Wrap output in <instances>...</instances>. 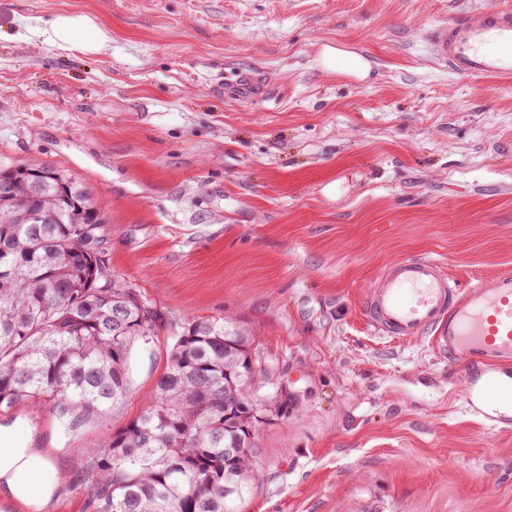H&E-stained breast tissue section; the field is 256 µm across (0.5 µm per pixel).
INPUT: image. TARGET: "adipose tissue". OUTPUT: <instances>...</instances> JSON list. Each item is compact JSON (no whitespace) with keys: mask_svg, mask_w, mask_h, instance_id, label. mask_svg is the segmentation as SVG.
<instances>
[{"mask_svg":"<svg viewBox=\"0 0 512 512\" xmlns=\"http://www.w3.org/2000/svg\"><path fill=\"white\" fill-rule=\"evenodd\" d=\"M57 47L96 54L110 35L84 13H59L44 29ZM67 480L51 460L48 449L31 447L22 425L12 418L0 419V504L22 512H46L58 499Z\"/></svg>","mask_w":512,"mask_h":512,"instance_id":"1","label":"adipose tissue"}]
</instances>
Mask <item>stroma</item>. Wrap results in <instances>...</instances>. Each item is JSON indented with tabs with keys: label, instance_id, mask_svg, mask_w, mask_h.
<instances>
[{
	"label": "stroma",
	"instance_id": "35a3bbf8",
	"mask_svg": "<svg viewBox=\"0 0 512 512\" xmlns=\"http://www.w3.org/2000/svg\"><path fill=\"white\" fill-rule=\"evenodd\" d=\"M497 0H0V165L67 170L94 194L113 270L159 315L129 391L67 429L10 410L67 476L52 512H88L85 448L139 416L174 331L245 328L259 478L239 512H512V434L464 408L427 341L362 305L381 265L426 256L474 281L512 270V86L457 76L427 28ZM85 12L98 54L32 35ZM370 57L359 74L325 47ZM244 74L266 97L234 99Z\"/></svg>",
	"mask_w": 512,
	"mask_h": 512
}]
</instances>
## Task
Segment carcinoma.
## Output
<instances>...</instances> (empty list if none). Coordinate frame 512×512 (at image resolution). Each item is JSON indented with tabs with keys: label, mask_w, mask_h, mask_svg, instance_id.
<instances>
[{
	"label": "carcinoma",
	"mask_w": 512,
	"mask_h": 512,
	"mask_svg": "<svg viewBox=\"0 0 512 512\" xmlns=\"http://www.w3.org/2000/svg\"><path fill=\"white\" fill-rule=\"evenodd\" d=\"M61 174L41 191L50 224L20 218L0 193V412L26 404L68 418L67 427L104 416L128 391V355L154 335L157 319L138 305L108 259L81 248L104 216L92 192ZM245 330L222 317L185 324L142 414L101 448H87L81 484L92 512H235L258 478L252 446L224 450L245 436L262 370L247 374ZM242 471L247 480H237Z\"/></svg>",
	"instance_id": "obj_1"
}]
</instances>
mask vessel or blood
Returning <instances> with one entry per match:
<instances>
[{
  "instance_id": "b4317fda",
  "label": "vessel or blood",
  "mask_w": 512,
  "mask_h": 512,
  "mask_svg": "<svg viewBox=\"0 0 512 512\" xmlns=\"http://www.w3.org/2000/svg\"><path fill=\"white\" fill-rule=\"evenodd\" d=\"M426 41L450 72L512 85V0L428 28ZM363 313L382 335L427 340L436 356L461 369L468 412L512 432L511 270L459 286L435 259H392L372 281Z\"/></svg>"
}]
</instances>
